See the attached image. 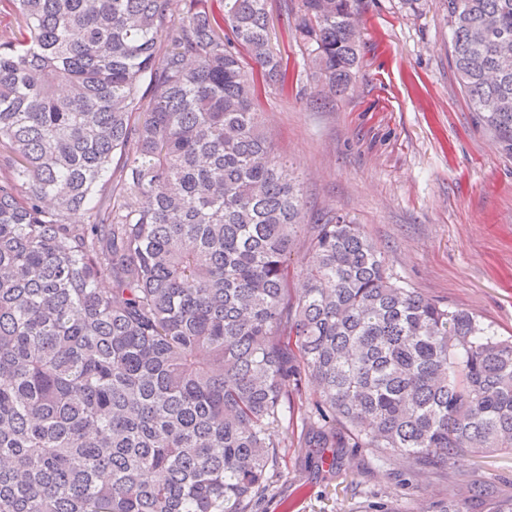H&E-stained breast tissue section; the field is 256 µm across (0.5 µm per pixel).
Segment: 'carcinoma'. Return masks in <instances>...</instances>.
<instances>
[{
  "label": "carcinoma",
  "mask_w": 512,
  "mask_h": 512,
  "mask_svg": "<svg viewBox=\"0 0 512 512\" xmlns=\"http://www.w3.org/2000/svg\"><path fill=\"white\" fill-rule=\"evenodd\" d=\"M169 2L0 0V512H259L297 412L317 456L413 476L512 453V337L396 278L360 225L302 222L255 104L287 77L267 0ZM446 8L469 106L512 151V0ZM296 31L347 89L353 0H301Z\"/></svg>",
  "instance_id": "carcinoma-1"
}]
</instances>
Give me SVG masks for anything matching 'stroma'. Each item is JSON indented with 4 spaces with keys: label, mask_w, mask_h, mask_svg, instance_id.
Returning <instances> with one entry per match:
<instances>
[{
    "label": "stroma",
    "mask_w": 512,
    "mask_h": 512,
    "mask_svg": "<svg viewBox=\"0 0 512 512\" xmlns=\"http://www.w3.org/2000/svg\"><path fill=\"white\" fill-rule=\"evenodd\" d=\"M299 6L267 0L288 83L260 93L258 106L303 179L305 222L346 216L395 276L512 336V153L460 90L443 0H355L360 63L354 86L336 97L308 66ZM276 438L286 457L265 512H364L373 501L417 512L451 489L466 495L467 512H484L468 494L475 482L512 495V454L467 456L414 477L404 458L381 464L366 448L340 449L336 467L318 466L298 423Z\"/></svg>",
    "instance_id": "1"
}]
</instances>
